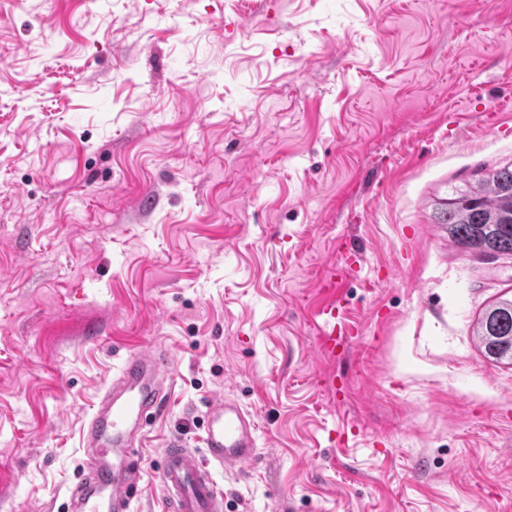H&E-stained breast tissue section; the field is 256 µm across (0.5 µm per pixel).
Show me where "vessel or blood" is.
<instances>
[{"label":"vessel or blood","mask_w":512,"mask_h":512,"mask_svg":"<svg viewBox=\"0 0 512 512\" xmlns=\"http://www.w3.org/2000/svg\"><path fill=\"white\" fill-rule=\"evenodd\" d=\"M168 352L130 355L87 420L83 446L86 473L70 495L72 512H129L142 480L132 449L147 415L158 413L169 392ZM203 451L169 437L162 448L161 486L169 512H223L224 495L215 468L233 469L258 457V425L234 400L217 397L204 405Z\"/></svg>","instance_id":"b4317fda"}]
</instances>
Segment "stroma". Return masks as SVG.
Listing matches in <instances>:
<instances>
[{"instance_id":"35a3bbf8","label":"stroma","mask_w":512,"mask_h":512,"mask_svg":"<svg viewBox=\"0 0 512 512\" xmlns=\"http://www.w3.org/2000/svg\"><path fill=\"white\" fill-rule=\"evenodd\" d=\"M0 512H70L125 358L160 448L256 418L224 512H512V256L435 202L512 163V0H0ZM357 336L328 358L319 314ZM477 332L488 358L512 364V299L489 309L480 319Z\"/></svg>"}]
</instances>
